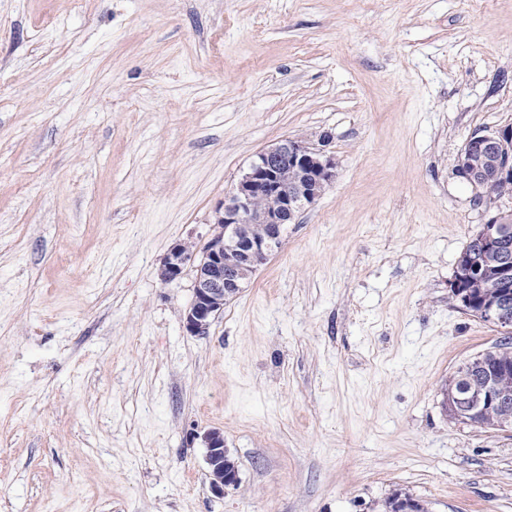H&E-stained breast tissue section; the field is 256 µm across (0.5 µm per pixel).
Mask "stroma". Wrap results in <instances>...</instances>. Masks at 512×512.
Masks as SVG:
<instances>
[{
	"label": "stroma",
	"instance_id": "35a3bbf8",
	"mask_svg": "<svg viewBox=\"0 0 512 512\" xmlns=\"http://www.w3.org/2000/svg\"><path fill=\"white\" fill-rule=\"evenodd\" d=\"M510 124L512 0H0V512H512V430L442 405L504 335L448 283L512 210L457 157ZM325 136L331 187L188 334L169 249ZM199 437L206 448V463L208 477L212 491L224 495V491L238 485V471L236 466H225V459L229 453L224 448V435L219 429H210Z\"/></svg>",
	"mask_w": 512,
	"mask_h": 512
}]
</instances>
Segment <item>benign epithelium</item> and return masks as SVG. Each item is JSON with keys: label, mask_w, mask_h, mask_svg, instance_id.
Returning <instances> with one entry per match:
<instances>
[{"label": "benign epithelium", "mask_w": 512, "mask_h": 512, "mask_svg": "<svg viewBox=\"0 0 512 512\" xmlns=\"http://www.w3.org/2000/svg\"><path fill=\"white\" fill-rule=\"evenodd\" d=\"M512 125L490 134H473L458 159L457 173L476 187L490 179H512ZM328 138L315 148L297 138H285L257 153L247 172L224 201V212L212 225L208 240L199 245L193 240L174 244L164 258L160 280L170 284L181 278L185 267L193 269V298L184 312V327L193 336H207L224 302L240 291V270L251 271L262 264L280 243L284 226L294 223L299 211L317 201L335 177L336 162L327 154ZM257 196L274 201L258 216L253 209ZM260 223L267 228L253 235L249 225ZM484 250L502 260V278L497 295L477 303L466 288L465 280L478 275V267L456 271L449 282L451 296L506 331L512 330V227L490 221L478 234ZM464 396L471 404L469 426L482 419L496 422L505 430L512 428V360L502 359L485 373L482 383L467 389ZM206 448V463L212 491L218 495L238 485L236 467L225 466L228 449L224 435L210 429L201 435Z\"/></svg>", "instance_id": "7a95c632"}]
</instances>
